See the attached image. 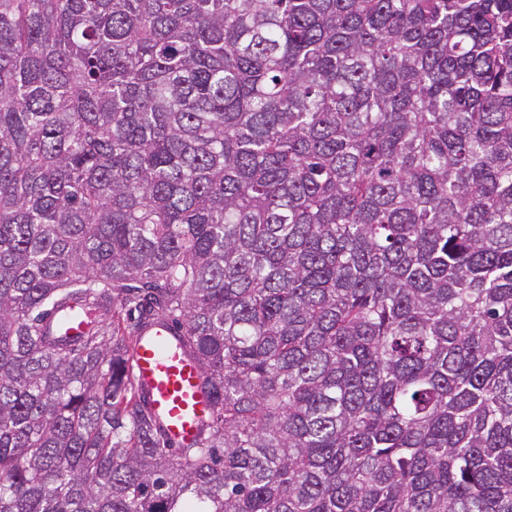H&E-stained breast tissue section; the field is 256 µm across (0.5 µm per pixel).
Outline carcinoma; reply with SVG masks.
I'll return each mask as SVG.
<instances>
[{"label":"carcinoma","instance_id":"cac0c4a2","mask_svg":"<svg viewBox=\"0 0 512 512\" xmlns=\"http://www.w3.org/2000/svg\"><path fill=\"white\" fill-rule=\"evenodd\" d=\"M0 512H512V0H0ZM139 336L133 360L140 394L173 445L189 446L210 416L196 363L163 321H153Z\"/></svg>","mask_w":512,"mask_h":512}]
</instances>
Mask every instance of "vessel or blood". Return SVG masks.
<instances>
[{"label":"vessel or blood","mask_w":512,"mask_h":512,"mask_svg":"<svg viewBox=\"0 0 512 512\" xmlns=\"http://www.w3.org/2000/svg\"><path fill=\"white\" fill-rule=\"evenodd\" d=\"M139 391L173 445L186 447L210 416V402L194 360L165 322L143 328L133 351Z\"/></svg>","instance_id":"obj_1"}]
</instances>
